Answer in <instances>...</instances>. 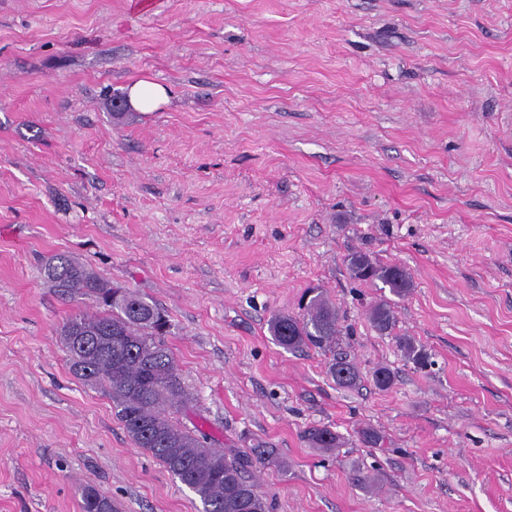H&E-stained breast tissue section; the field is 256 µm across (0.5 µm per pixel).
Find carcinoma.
I'll list each match as a JSON object with an SVG mask.
<instances>
[{"label":"carcinoma","mask_w":512,"mask_h":512,"mask_svg":"<svg viewBox=\"0 0 512 512\" xmlns=\"http://www.w3.org/2000/svg\"><path fill=\"white\" fill-rule=\"evenodd\" d=\"M347 264L353 278L379 282L397 298L413 287L411 273L401 265L381 263L363 252L349 254ZM44 276L52 287L91 296L102 306L97 313L75 314L63 324L69 370L83 384L108 393L115 416L135 445L199 498L200 512H272L251 471L271 462L274 449L257 445L248 453H226L209 446L202 430H190L165 414L167 407L186 409L188 397L164 341L170 324L161 309L127 291L107 302L108 281L65 255L51 257ZM310 293L303 313H277L270 320V335L289 351L305 347L328 351L340 335L336 307L321 293L313 289ZM369 320L378 332L391 331L395 316L390 302L381 300L372 306ZM75 336L87 337L89 347L76 345ZM398 347L416 365L429 362L428 353L408 338L398 339ZM329 374L340 388H350L359 379L357 368L343 360H333ZM373 382L387 391L393 385V373L379 366L373 371ZM304 436L314 448L331 450L342 445V437L328 426L310 427ZM80 508L81 512H115L108 496L94 503L84 495Z\"/></svg>","instance_id":"obj_1"}]
</instances>
